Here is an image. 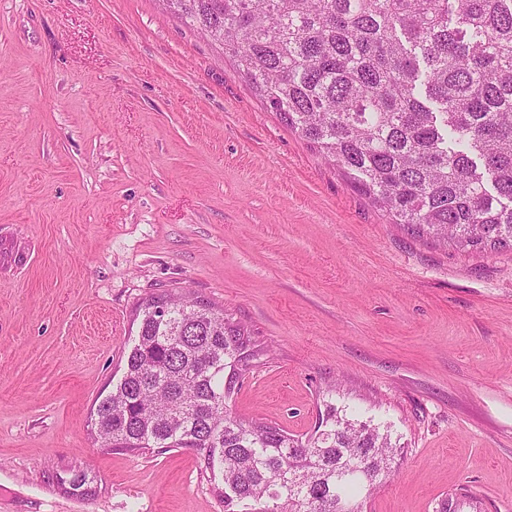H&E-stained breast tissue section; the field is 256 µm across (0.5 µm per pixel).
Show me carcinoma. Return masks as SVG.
Listing matches in <instances>:
<instances>
[{
    "label": "carcinoma",
    "mask_w": 512,
    "mask_h": 512,
    "mask_svg": "<svg viewBox=\"0 0 512 512\" xmlns=\"http://www.w3.org/2000/svg\"><path fill=\"white\" fill-rule=\"evenodd\" d=\"M236 57L281 120L407 232L512 252V0H170ZM104 446L192 448L224 512H363L389 431L326 404L301 439L226 407L255 351L224 309L169 291L137 308Z\"/></svg>",
    "instance_id": "carcinoma-1"
}]
</instances>
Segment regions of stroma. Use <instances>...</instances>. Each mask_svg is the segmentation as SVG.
I'll list each match as a JSON object with an SVG mask.
<instances>
[{
    "label": "stroma",
    "instance_id": "obj_1",
    "mask_svg": "<svg viewBox=\"0 0 512 512\" xmlns=\"http://www.w3.org/2000/svg\"><path fill=\"white\" fill-rule=\"evenodd\" d=\"M161 289L250 330L239 417L390 429L365 512H512V254L390 223L161 0H0V512H224L192 450L95 440Z\"/></svg>",
    "mask_w": 512,
    "mask_h": 512
}]
</instances>
